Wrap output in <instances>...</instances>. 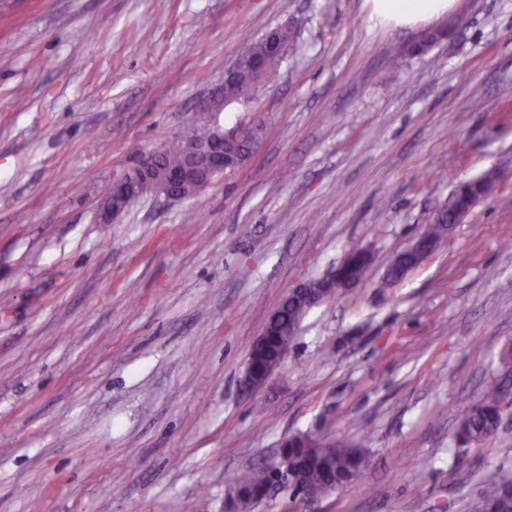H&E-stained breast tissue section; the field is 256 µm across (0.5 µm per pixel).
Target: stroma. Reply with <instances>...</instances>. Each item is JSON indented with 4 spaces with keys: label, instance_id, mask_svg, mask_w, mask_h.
<instances>
[{
    "label": "stroma",
    "instance_id": "35a3bbf8",
    "mask_svg": "<svg viewBox=\"0 0 512 512\" xmlns=\"http://www.w3.org/2000/svg\"><path fill=\"white\" fill-rule=\"evenodd\" d=\"M370 0H0V512H224L284 437L365 441L348 487L251 512H476L512 418L458 444L512 349V0L431 22ZM293 56L225 128L252 159L196 195L96 210L172 144L266 29ZM494 191L394 286L464 182ZM355 248L366 277L309 309L266 385L249 349L290 288ZM138 197L135 187L121 175L113 180L108 191L107 200L112 201V210L102 208L104 222L116 221L126 211L127 207Z\"/></svg>",
    "mask_w": 512,
    "mask_h": 512
}]
</instances>
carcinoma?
Listing matches in <instances>:
<instances>
[{
  "label": "carcinoma",
  "mask_w": 512,
  "mask_h": 512,
  "mask_svg": "<svg viewBox=\"0 0 512 512\" xmlns=\"http://www.w3.org/2000/svg\"><path fill=\"white\" fill-rule=\"evenodd\" d=\"M274 36L277 44L293 53L296 47L295 31L284 25L267 31L258 40L247 45L240 53L236 64L235 84L230 97L235 102L252 99L259 79L253 67V59L266 53V42ZM224 110L222 99L212 97L211 108L196 113L187 126L182 138L207 144L212 138L213 116L211 111ZM253 143L248 137L228 141V151L233 153L239 164H244L252 154ZM183 153L171 147L161 156L158 172L165 174L183 168ZM470 191L480 197L489 195L496 184V177L488 172L469 181ZM448 232V218L439 217L428 225L421 234V243L426 245L442 239ZM304 311V302L299 297H288L267 324V341L252 352L254 364L264 372L280 363L293 341L296 324ZM502 382L488 385L481 401L460 411L456 437L466 444H480L492 436L500 425L503 400ZM282 450L288 463H298L303 467L304 484L310 487L332 486L338 490L347 487L357 479L368 462V449L350 441L326 442L315 450L308 447L306 438L292 435L282 443ZM271 480V469L257 467L246 470L230 478L231 488L241 492H252L263 488ZM492 509V512H512V468L500 467L487 479L479 509Z\"/></svg>",
  "instance_id": "cac0c4a2"
}]
</instances>
